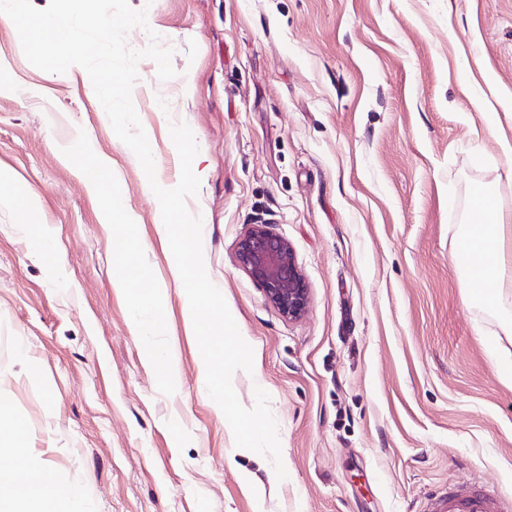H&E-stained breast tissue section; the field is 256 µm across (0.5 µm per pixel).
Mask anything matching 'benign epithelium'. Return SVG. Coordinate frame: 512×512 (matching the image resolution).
<instances>
[{
    "instance_id": "obj_1",
    "label": "benign epithelium",
    "mask_w": 512,
    "mask_h": 512,
    "mask_svg": "<svg viewBox=\"0 0 512 512\" xmlns=\"http://www.w3.org/2000/svg\"><path fill=\"white\" fill-rule=\"evenodd\" d=\"M239 262L265 290L269 302L285 317L304 312L308 288L288 241L266 224H255L240 240Z\"/></svg>"
}]
</instances>
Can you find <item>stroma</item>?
I'll use <instances>...</instances> for the list:
<instances>
[{"mask_svg": "<svg viewBox=\"0 0 512 512\" xmlns=\"http://www.w3.org/2000/svg\"><path fill=\"white\" fill-rule=\"evenodd\" d=\"M176 77L137 66L132 102L160 185L199 146L207 274L254 351L234 390L270 396L285 480L236 446L188 336L159 203L84 69L48 73L0 20V422L21 421L27 482L60 471L58 512H425L486 485L512 497V296L464 305L453 253L475 188L512 213V0H129ZM112 160L94 192L77 147ZM117 212L105 222V205ZM44 225V237L30 223ZM266 224L308 288L289 319L238 261ZM162 288L115 286L119 253Z\"/></svg>", "mask_w": 512, "mask_h": 512, "instance_id": "1", "label": "stroma"}]
</instances>
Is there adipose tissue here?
<instances>
[{"instance_id": "obj_1", "label": "adipose tissue", "mask_w": 512, "mask_h": 512, "mask_svg": "<svg viewBox=\"0 0 512 512\" xmlns=\"http://www.w3.org/2000/svg\"><path fill=\"white\" fill-rule=\"evenodd\" d=\"M511 231L512 217L495 207L485 212L481 224L469 225L460 234L458 244L470 250L475 269L474 274L465 277L468 284L463 296L465 304L503 295L506 268L512 262V246L507 243ZM21 430L22 425L17 421L7 430L12 440L9 471L13 479L0 482V505L9 504L10 512H56V501L69 497L71 491L65 479L53 469L44 470L36 484L22 482L28 459L19 440Z\"/></svg>"}]
</instances>
